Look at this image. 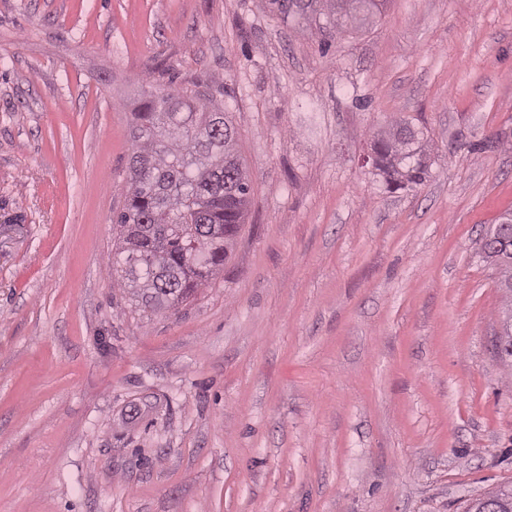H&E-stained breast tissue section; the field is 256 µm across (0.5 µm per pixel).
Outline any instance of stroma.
<instances>
[{
	"instance_id": "1",
	"label": "stroma",
	"mask_w": 512,
	"mask_h": 512,
	"mask_svg": "<svg viewBox=\"0 0 512 512\" xmlns=\"http://www.w3.org/2000/svg\"><path fill=\"white\" fill-rule=\"evenodd\" d=\"M0 0V512H466L512 487V0ZM223 85L254 192L224 273L142 311L112 220L142 91ZM405 119L430 176L362 157ZM273 12L282 18L298 16L310 25L315 24L322 35L333 37L348 29L368 24L384 1L375 0H268ZM321 19L325 24H321ZM325 29V30H324ZM502 322V331L496 338L495 350L502 361H509L512 366V300L510 308L505 312Z\"/></svg>"
}]
</instances>
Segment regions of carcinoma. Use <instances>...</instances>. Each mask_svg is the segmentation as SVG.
Segmentation results:
<instances>
[{"mask_svg":"<svg viewBox=\"0 0 512 512\" xmlns=\"http://www.w3.org/2000/svg\"><path fill=\"white\" fill-rule=\"evenodd\" d=\"M282 18L297 16L322 35L368 24L382 0H268ZM219 88L152 87L134 112L132 155L117 212L114 245L120 255V287L141 307L171 309L224 271L251 203L252 182L238 156L236 132L211 105ZM373 168L391 190L413 188L429 177L425 147L408 122L392 124L371 147ZM488 258L499 268V285L512 294V260ZM498 357L512 361V307L496 338ZM498 512H512V488L487 494Z\"/></svg>","mask_w":512,"mask_h":512,"instance_id":"cac0c4a2","label":"carcinoma"}]
</instances>
